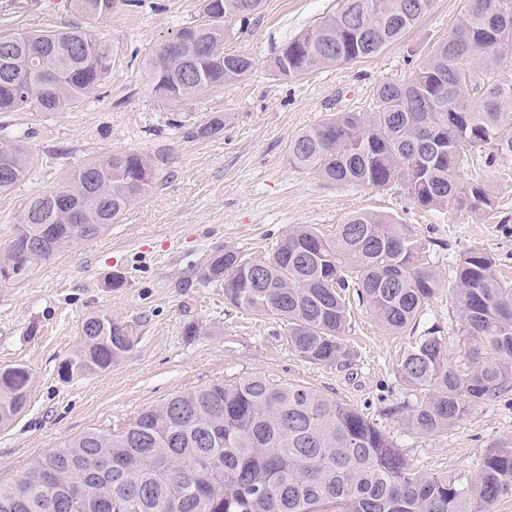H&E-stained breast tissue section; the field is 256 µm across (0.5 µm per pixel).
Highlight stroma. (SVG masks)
I'll return each instance as SVG.
<instances>
[{
  "instance_id": "obj_1",
  "label": "stroma",
  "mask_w": 512,
  "mask_h": 512,
  "mask_svg": "<svg viewBox=\"0 0 512 512\" xmlns=\"http://www.w3.org/2000/svg\"><path fill=\"white\" fill-rule=\"evenodd\" d=\"M463 0H433L402 40L352 65L338 64L283 80L270 59L292 38L333 12L337 0H264L247 25L231 23L228 52L253 59L234 84L170 102L152 92L145 64L201 0L118 4L98 28L113 48L101 87L67 112H0L33 160L29 175L0 193V252L29 200L61 187L76 168L119 151L150 156L152 189L117 223L75 250L38 263L21 282L0 284V368L21 364L34 376L23 412L0 428V483H12L43 453L92 428L114 430L174 393L216 378L263 374L315 388L368 416L397 442L412 470L425 476L475 472L488 448L512 438V406L474 408L448 430L408 429L387 408L420 394L398 372L408 337L389 334L364 307L353 306L346 338L354 363H311L289 347L276 315L257 316L224 299L199 268L214 250L268 258L282 235L307 224L332 233L353 212L393 217L425 246L424 258L452 277L463 254L491 253L512 287V167L495 186L494 216L447 208L427 212L402 183L384 188L334 185L294 168L288 143L337 112H365L383 81L408 79L414 60L445 40ZM47 0H0V33L85 25ZM227 118L215 138L187 137L186 127L215 114ZM123 287H110L112 275ZM108 313L134 328L131 349L107 370L65 378L61 362L79 343L82 321ZM441 327L452 360L464 352L459 308L443 295L427 305L421 327ZM196 334H188V327Z\"/></svg>"
}]
</instances>
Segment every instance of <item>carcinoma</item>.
<instances>
[{"instance_id":"obj_1","label":"carcinoma","mask_w":512,"mask_h":512,"mask_svg":"<svg viewBox=\"0 0 512 512\" xmlns=\"http://www.w3.org/2000/svg\"><path fill=\"white\" fill-rule=\"evenodd\" d=\"M263 0H216L199 22L182 27L148 59L152 90L177 101L231 85L252 59L224 51L227 22L259 15ZM117 0H69L97 22ZM431 0H339L335 12L285 44L271 60L281 79L332 64H354L398 42ZM512 0H464L448 31L406 81L373 90L370 112H341L293 137L290 163L329 183L384 188L404 184L420 207L453 204L471 213L496 208L489 179L468 174L477 155L495 171L512 162ZM112 69V45L94 26L0 34V112H65L95 92ZM212 115L188 128L192 138L224 130ZM0 192L30 172L31 153L1 135ZM156 169L142 153L116 152L72 171L68 195L81 223L102 233L150 190ZM55 193L30 199L8 251L25 269L89 240ZM45 237L46 252L31 247ZM424 247L393 218L357 211L324 235L297 225L271 257L252 260L226 248L203 263L200 280L224 285L231 305L283 322L293 350L325 366L351 364L347 291L393 335L414 331L444 275L422 262ZM458 303L463 359L452 361L438 328L416 337L398 364L421 398L388 414L424 434L448 429L474 407L512 390V288L496 275L495 257L476 250L459 261L448 286ZM133 345V328L109 314L81 325L79 345L59 366L63 377L103 371ZM33 387L22 365L0 369V427L9 425ZM104 454L112 480L79 466ZM87 488L89 507L69 488ZM512 496V440L487 450L472 475L422 476L397 443L358 410L302 385L263 375L208 383L171 395L118 430L92 429L34 459L11 484H0V512H491Z\"/></svg>"}]
</instances>
